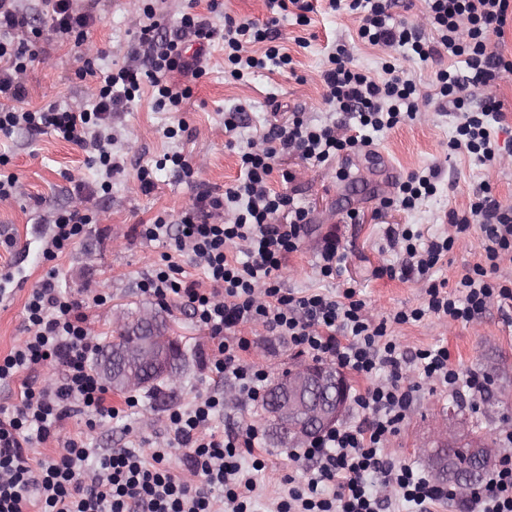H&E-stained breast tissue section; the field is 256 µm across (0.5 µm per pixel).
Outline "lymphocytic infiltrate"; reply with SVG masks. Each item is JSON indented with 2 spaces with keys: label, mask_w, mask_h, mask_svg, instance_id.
I'll list each match as a JSON object with an SVG mask.
<instances>
[{
  "label": "lymphocytic infiltrate",
  "mask_w": 512,
  "mask_h": 512,
  "mask_svg": "<svg viewBox=\"0 0 512 512\" xmlns=\"http://www.w3.org/2000/svg\"><path fill=\"white\" fill-rule=\"evenodd\" d=\"M398 0H329L330 9H346L358 15V36L373 46L403 48L420 61L448 55L463 58L464 69H442L436 74L435 91L464 110L453 148H466L481 161L494 162L500 147L492 137L490 121L501 105L489 100L480 111L464 106L470 88L487 85L496 70L512 71L492 47L488 34L505 21L512 0H425L426 25L418 27L395 20L392 10ZM271 12L264 24L239 22L225 17L216 28L191 14H183L168 33H161L152 8L137 33L147 65H125L100 76L94 100L79 107H24L23 77L36 59L35 45L43 30L59 37L83 40L95 24L88 12L76 11L73 0H40L44 27L30 25L16 0H0V134L24 129L32 134L52 132L58 139L88 150L92 162L105 174L116 171L112 157V114L133 101L142 87H150L157 109L179 111L187 96L177 88L174 75L198 77L202 72V45L222 41L224 59L231 74L241 80L267 69L290 64L288 54L276 44L279 17L288 9L313 11L311 0H267ZM262 43L261 55H251L247 45ZM323 74L326 100L335 111L355 119L362 136L340 134L336 125L315 124L297 116L285 124L273 123L261 143H248L241 153L244 177L224 193H205L185 209L178 224L157 216L144 225L149 241L173 239L175 252L165 255L163 267L143 277L140 290L159 304L174 297L185 300L197 323L215 338L217 345L210 369L231 382L239 394L258 401L266 374L246 360L251 342L237 335L238 327L259 324L272 335L284 338L300 353L327 361L370 379L365 390L353 396V406L362 418L356 424H341L318 435L300 448L289 450L295 463H312L315 471L306 487H292L277 512H384L388 501L378 488H394L398 498L414 512H430L432 504L451 500L454 488L435 482L427 472L408 465H395L382 449L397 434L414 404L413 388L403 386L402 370L414 363L421 377L448 388L481 393L487 378L479 373L460 377L448 362L444 348L416 351L406 356L388 334V322L373 321L354 289L343 299L322 293L300 295L282 288L281 270L298 250L310 222L308 210L294 196L271 191L269 181L279 155L294 154L302 160L324 163L339 151L368 144L365 130L380 132L415 119L422 97L416 84L386 67V79L376 80L350 65L346 46H337ZM479 221L487 241V264L464 275L456 293L441 291L429 283L426 309L398 311L392 321L405 323L430 312L452 321L471 322L489 302L512 306V285L497 282L499 261L512 254V207L502 205L488 188H481L464 216L451 215L457 233ZM92 209L56 213L45 256L55 260L67 252L95 223ZM389 248L398 250V266L386 267L388 275H426L448 253L453 236L439 237L420 245L405 228H389ZM239 245L240 256L229 255V245ZM202 268L209 287L187 280L180 257ZM103 295L84 302L58 288L55 271H48L32 288L26 305L27 336L0 359V381L20 380V402L0 417V512H247L250 481L239 480L240 450H253L259 443L256 427L221 437L207 432L212 415L224 405L215 395L198 399L190 411L172 412L169 428L173 445L153 449L143 457L130 448L107 450L96 467L87 464L89 451L77 437L65 438L50 461L27 457V448L59 434L66 418L86 416L87 427L112 416L106 403L107 389L89 363L100 344L87 324L84 304L103 305ZM349 335L340 342L337 331ZM55 364L59 376L49 385H38L32 371ZM187 461L188 474L171 471L172 455ZM200 485H193V478ZM378 488H371V481ZM331 484L333 494L320 497L318 486ZM466 512H512V456L496 460L482 492L465 502Z\"/></svg>",
  "instance_id": "1"
}]
</instances>
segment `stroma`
Returning a JSON list of instances; mask_svg holds the SVG:
<instances>
[{"mask_svg":"<svg viewBox=\"0 0 512 512\" xmlns=\"http://www.w3.org/2000/svg\"><path fill=\"white\" fill-rule=\"evenodd\" d=\"M313 12L306 21L293 14L281 16L279 45L292 62L263 70L243 80H234L224 61L221 42H214L204 59L199 78L181 77L177 83L190 87L191 96L181 111L157 110L149 90H142L128 107L112 115V154L120 169L112 176V188L100 192L101 173L86 162L78 145L58 140L53 133L31 134L24 130L0 135V158H7V171L18 174L21 189L14 197L0 200V264H15L26 279L10 302L0 305V358L25 338V303L32 288L49 268H57L56 282L64 291L95 288L108 295L102 306H89L85 313L101 344L112 339L117 318L148 305L139 281L172 252L171 243L146 241L143 225L161 213L177 221L200 193H224L244 176L241 151L248 142H261L269 123L287 122L293 113H304L315 123L332 119L325 100L322 74L328 56L337 45H347L352 66L374 77H383L386 66L403 71L422 91H432L439 69L461 68L458 58L426 62L407 57L403 49L386 51L361 42L359 20L347 10H331L328 0H312ZM75 8H92L97 18L85 41L59 39L45 33L37 45L38 58L25 77L26 107L89 103L98 88L99 72L129 62L138 47L137 31L145 20L144 7H152L155 18L174 26L183 14L223 27L225 17L261 23L269 13L265 0H223V12L210 13L208 0H74ZM502 104L491 133L502 149L495 163H481L475 155L449 143L457 135L463 114L440 98L422 103L415 119L395 128L372 133L376 155L362 148L341 153L336 159L313 164L288 155L279 157L269 186L287 192L310 211L311 222L299 250L290 254L282 271L284 288L295 293H325L341 297L355 288L375 320H388V332L407 354L420 349L444 348L449 363L460 372L489 375L490 385L481 395L451 394L439 385L420 380L415 369L403 373V384H418L419 390L408 419L399 433L383 448L398 465L425 469L419 448L433 427L447 422L449 428L466 424L476 433L497 438L512 426V309L489 305L470 323L450 321L425 310L428 282L445 283L454 289L463 274L485 262V239L479 225L456 238L452 249L426 278L404 279L385 274L397 263L395 251L386 246L385 232L397 225L421 232L423 239L446 236L450 213L466 214L481 186H489L503 204L512 205V73L500 70L488 85L474 88L471 108L487 98ZM237 112L238 126L224 127L226 113ZM174 137H166V128ZM179 152L193 167L191 180L180 179L172 167L156 169L164 154ZM153 166L154 190L144 192L138 179L141 167ZM429 168L439 172L436 191L421 198L412 210L394 207L380 210L379 202L391 186L414 172ZM95 189L97 223L88 225L84 236L55 262L44 258L51 217L56 210L79 207L73 195L76 183ZM361 215L357 224L344 223L347 211ZM336 239L343 259L334 277L319 273V252L326 239ZM424 309L420 320L393 323L397 311ZM159 313L172 335L186 345V362L179 380L165 386L156 402L143 392L135 395L111 391L107 402L114 418L88 429L85 418L76 415L61 424L60 438H51L29 449L30 457L48 460L61 446V437L82 436L90 448V463H97L104 449L134 448L140 451L165 443L171 412L190 410L204 395L217 393L224 408L208 424L209 431L225 435L246 424H261L260 403H238L231 383L217 378L205 365L213 341L196 325L191 307L183 300L169 301ZM252 346L248 360L262 366L269 379L300 361L287 341L259 325L243 327ZM241 464L253 478V512H275L287 489V476L305 482L307 473L288 457L286 448L266 439L254 453L243 454Z\"/></svg>","mask_w":512,"mask_h":512,"instance_id":"obj_1","label":"stroma"}]
</instances>
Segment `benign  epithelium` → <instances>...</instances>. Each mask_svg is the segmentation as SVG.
<instances>
[{"label":"benign epithelium","mask_w":512,"mask_h":512,"mask_svg":"<svg viewBox=\"0 0 512 512\" xmlns=\"http://www.w3.org/2000/svg\"><path fill=\"white\" fill-rule=\"evenodd\" d=\"M152 323L151 315H142V321L130 336H119L113 340L115 351L125 357H136L144 363L154 366L157 372L166 374L167 370V337L154 336L148 331V324ZM103 380L115 391L139 389L143 381L140 375L130 371H116L112 362L103 361L100 364ZM331 383L336 384V397L323 404H315L308 395V390L318 386L323 387ZM348 382L345 376L336 371L332 374L323 368H315L309 364L300 363L288 374V384L282 388L281 398L276 405V415L288 430L291 446L296 447L306 438L310 426L330 427L339 422L345 412L348 402ZM468 440L473 448L476 459L483 461L494 456L496 449L486 442L485 438L469 433ZM448 448V432L446 427L438 425L433 429L431 444L421 448V452L428 465L431 475L439 479L444 475L455 474L456 487L463 495L476 492L474 477L467 473H460L451 468L444 449Z\"/></svg>","instance_id":"1"}]
</instances>
